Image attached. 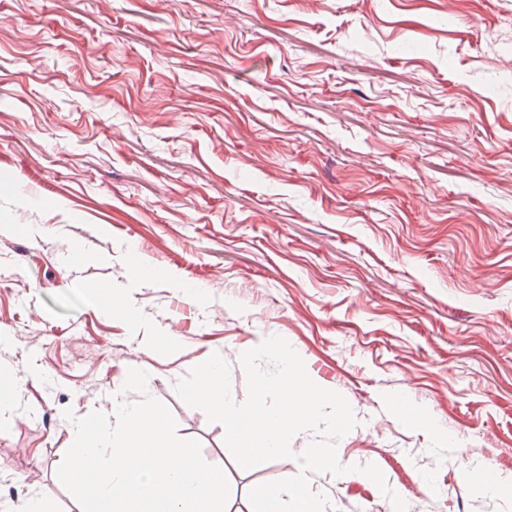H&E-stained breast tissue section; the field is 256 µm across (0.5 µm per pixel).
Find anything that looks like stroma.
<instances>
[{"label": "stroma", "mask_w": 512, "mask_h": 512, "mask_svg": "<svg viewBox=\"0 0 512 512\" xmlns=\"http://www.w3.org/2000/svg\"><path fill=\"white\" fill-rule=\"evenodd\" d=\"M266 336L408 512H512L467 479L512 478V0H0V512H81L63 411L111 412L132 367L207 463L296 475L238 468L174 390L217 352L245 400ZM309 484L394 512L365 476Z\"/></svg>", "instance_id": "1"}]
</instances>
